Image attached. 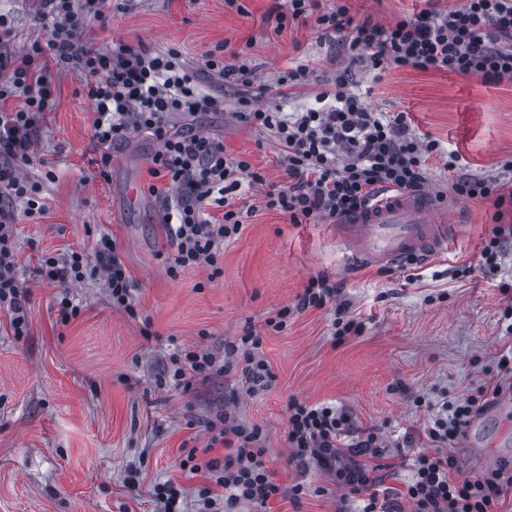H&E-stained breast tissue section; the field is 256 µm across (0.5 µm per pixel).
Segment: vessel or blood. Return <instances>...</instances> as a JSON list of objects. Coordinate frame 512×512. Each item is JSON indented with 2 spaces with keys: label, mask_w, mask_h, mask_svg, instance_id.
I'll use <instances>...</instances> for the list:
<instances>
[{
  "label": "vessel or blood",
  "mask_w": 512,
  "mask_h": 512,
  "mask_svg": "<svg viewBox=\"0 0 512 512\" xmlns=\"http://www.w3.org/2000/svg\"><path fill=\"white\" fill-rule=\"evenodd\" d=\"M453 205L437 191L389 192L336 227V239L350 263L364 267H403L445 255L456 225ZM462 459L481 458L490 468L497 457L487 455L476 429H468Z\"/></svg>",
  "instance_id": "vessel-or-blood-1"
}]
</instances>
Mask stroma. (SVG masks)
I'll use <instances>...</instances> for the list:
<instances>
[{"mask_svg":"<svg viewBox=\"0 0 512 512\" xmlns=\"http://www.w3.org/2000/svg\"><path fill=\"white\" fill-rule=\"evenodd\" d=\"M119 0L104 26L90 35L100 44L175 48L190 68L224 44L257 73L259 86L303 62L313 82L332 78L347 60L341 46L320 39L313 19L275 31L270 0ZM352 14L382 23L420 10L422 0H348ZM40 0H0L16 36L9 54L45 40ZM357 90L382 112H405L420 137L447 152L431 157L430 187L449 189L448 152L459 173L512 178V79L487 82L443 70L368 71L356 67ZM52 105L44 113L34 149L42 164L26 167L46 210L28 218L16 203L17 276L26 288L28 327L15 335L0 310V512H156V485L179 490L194 512L203 476L181 467L190 449L207 446V425L229 411L259 427L276 482H305L299 501L279 497L239 512H338L339 489L313 471L299 475L289 461L288 404L330 403L353 413L361 425L389 437L385 485L403 490L409 458L427 450L429 407L455 396L477 395L512 356V238L503 240L498 264L481 270L480 251L494 222L493 207L459 199L463 215L447 254L424 265L350 268L344 265L329 223L292 224L266 205L265 185L255 187L239 234L226 241L213 267L166 273L174 252L159 200L146 194L156 142L145 133L112 150L108 178L92 163L94 111L80 96L81 76L52 70ZM206 93L223 92L224 109L201 114L197 130L224 144L229 157L246 158L267 183L287 181L273 137L235 117L238 89L202 78ZM52 164L54 180L44 177ZM129 171L144 195L132 206L114 191ZM115 239L129 272L136 316L113 308L96 267L69 292L79 314L61 322V288L37 276L41 256L70 250L94 253L100 238ZM325 273L343 282L340 294L364 324L356 336L336 339L332 307L290 317L276 331L265 321L296 303L309 279ZM261 336L275 382L248 393L232 374L189 387L159 385L170 354L196 345L223 354L225 342L245 328ZM414 444L403 445L405 433Z\"/></svg>","mask_w":512,"mask_h":512,"instance_id":"1","label":"stroma"}]
</instances>
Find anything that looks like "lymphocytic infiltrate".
<instances>
[{
    "label": "lymphocytic infiltrate",
    "instance_id": "1",
    "mask_svg": "<svg viewBox=\"0 0 512 512\" xmlns=\"http://www.w3.org/2000/svg\"><path fill=\"white\" fill-rule=\"evenodd\" d=\"M42 19L50 28L44 43H33L10 63L0 62V308L11 314L15 334H24L27 316L16 281L13 201L26 204L28 215L44 207L34 187L21 174L33 164L35 133L52 103L47 78L50 67L73 69L84 76L83 95L95 112L92 140L100 176H107L112 149L134 134L148 133L158 149L151 173L167 179V186L149 185L163 204L164 222L174 248L167 272L215 266L220 248L236 236L243 211L235 201L248 187L263 184L250 162L226 157L214 137L184 124L187 116L224 109L221 97L201 92L199 75L237 87L255 86L253 70L226 60L223 49L209 52L201 71L188 68L173 48L151 50L118 44L97 45L86 32L102 20L112 0H42ZM314 17L322 39L340 41L351 63L372 69L416 68L445 70L488 82L512 78V0H463L444 6L425 0L424 8L390 23L355 20L347 4L319 11L317 0H272L268 19L277 29L302 17ZM349 67L337 69L315 95L316 105L285 117L252 98H239V121L271 133L288 174L286 184L269 189L266 204L293 224L336 222L377 198L384 191H415L429 181L428 159L439 153L437 141L412 133L406 113L387 115L365 105L352 92ZM22 101L15 110H3L9 98ZM453 189L470 200H489L495 207V225L481 257L493 264L502 239L512 236V185L475 176L458 178ZM222 209L221 221H212L209 208ZM104 273L112 305L128 315L136 310L131 281L115 240L101 238L95 259L82 252L42 260L38 275L59 287L81 282L90 261ZM341 285L327 276L309 281L293 306L280 308L267 326L284 328L290 316L310 308L334 305L337 338L357 335L361 322L347 307L337 304ZM261 339L253 330L225 343L223 355L205 347L184 350L171 358L170 378L188 385L198 377L240 373L249 393L269 388L274 380L260 355ZM483 410L474 397L444 402L433 415L425 435L432 450L416 456L405 496L414 512H498L502 498L512 494V477H476L457 480L453 449L475 416ZM210 445L224 447L223 458L197 460L188 454L190 473L207 479L197 491L196 512H234L242 503L262 506L270 499H300L306 486L284 488L272 478L259 428L233 419L228 413L210 421ZM289 460L300 473L317 470L330 476L337 488L359 496L360 512H402L383 486L380 460L385 440L379 429L357 424L353 414L328 404L288 405Z\"/></svg>",
    "mask_w": 512,
    "mask_h": 512
}]
</instances>
